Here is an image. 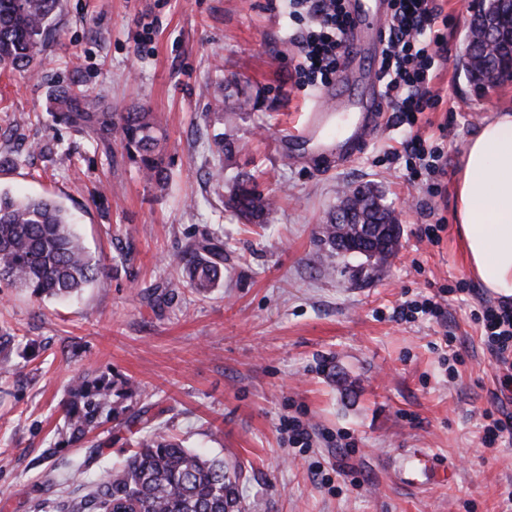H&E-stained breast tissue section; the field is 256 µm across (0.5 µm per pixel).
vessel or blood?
I'll list each match as a JSON object with an SVG mask.
<instances>
[{
    "instance_id": "vessel-or-blood-1",
    "label": "vessel or blood",
    "mask_w": 512,
    "mask_h": 512,
    "mask_svg": "<svg viewBox=\"0 0 512 512\" xmlns=\"http://www.w3.org/2000/svg\"><path fill=\"white\" fill-rule=\"evenodd\" d=\"M350 25L339 63V84L345 93L339 103L353 110L354 120L345 135H338L331 118L333 111L322 105L311 108L306 122L290 129L292 142H309L322 137L336 140V159L345 161L358 154L380 130L384 105L376 66H363L367 44H381L389 20V0H349Z\"/></svg>"
}]
</instances>
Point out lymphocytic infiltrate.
<instances>
[{
  "label": "lymphocytic infiltrate",
  "instance_id": "1",
  "mask_svg": "<svg viewBox=\"0 0 512 512\" xmlns=\"http://www.w3.org/2000/svg\"><path fill=\"white\" fill-rule=\"evenodd\" d=\"M347 0H270L287 5L288 16L303 19L290 34L300 60L297 86L307 89L329 85L336 79L348 29ZM449 24L435 0H390V18L379 68L386 105L407 133L392 161H404L409 181L444 176L442 153L430 145L420 128L424 112L437 109L443 97L434 90V64L446 50ZM476 318L481 339L497 369L498 392L512 393V302L482 303Z\"/></svg>",
  "mask_w": 512,
  "mask_h": 512
}]
</instances>
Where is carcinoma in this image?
Here are the masks:
<instances>
[{
    "mask_svg": "<svg viewBox=\"0 0 512 512\" xmlns=\"http://www.w3.org/2000/svg\"><path fill=\"white\" fill-rule=\"evenodd\" d=\"M60 0H0V70L29 72L42 63V53L52 35V22ZM502 35L512 24V0H499L497 17ZM512 46L502 41L497 55L485 60L484 69L465 72L476 89L512 79L507 59ZM51 113L90 138L110 145L119 133L124 147L145 176L164 188L168 172L159 146L166 139L152 114L143 110L114 112L100 97L58 85L49 93ZM380 191L364 186L340 204L353 216L367 215L386 224L389 212L376 207ZM274 202L256 190L252 176H236L224 206L249 224H263ZM323 241L338 253H346L345 237L336 234V217L329 214L322 225ZM400 228L391 227L387 243L372 257L385 260L398 244ZM186 283L198 292L214 288L224 277V245L206 240L191 249L182 261ZM103 267L87 249L65 207L51 197L17 199L0 192V280L27 288L36 298H69L79 294L102 275ZM114 384L104 377L77 374L64 404L69 440L79 442L96 430L102 418L115 417ZM141 425V435L122 467L105 471L82 495L60 504L59 512H243L238 493L242 476L236 465L220 457H208L159 431L140 412L130 419Z\"/></svg>",
    "mask_w": 512,
    "mask_h": 512,
    "instance_id": "obj_1",
    "label": "carcinoma"
}]
</instances>
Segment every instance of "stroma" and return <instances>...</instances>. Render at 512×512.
<instances>
[{
    "instance_id": "stroma-1",
    "label": "stroma",
    "mask_w": 512,
    "mask_h": 512,
    "mask_svg": "<svg viewBox=\"0 0 512 512\" xmlns=\"http://www.w3.org/2000/svg\"><path fill=\"white\" fill-rule=\"evenodd\" d=\"M438 2L452 22L433 81L445 104L430 132L448 162L435 195L390 161L404 136L391 118L346 164L311 144L289 160L284 135L320 92L297 90L291 22L268 0H61L44 64L0 71V155L27 158L0 169V190L61 201L104 265L68 300L0 283V336L11 339L0 360L15 368L0 375V512H56L82 494L68 480L74 464L93 478L123 463L135 440L126 417L146 408L185 446L241 465L246 512H504L512 442L481 443L495 366L472 316L495 296L469 273L453 212L465 145L512 109V80L470 86L458 63L469 0ZM75 79L113 111L157 116L166 190L120 138L106 150L55 121L49 93ZM220 133L235 142L231 157L217 152ZM239 173L275 197L267 226L225 211ZM365 184L400 212L399 248L383 266L320 240L340 190ZM438 221L440 244L420 239ZM206 237L224 242V278L200 294L176 256ZM439 292L441 322L392 319L404 300ZM447 336L444 366L433 347ZM77 373L134 391L118 401L124 416L71 443L63 403ZM291 417L309 423L311 447L289 443ZM414 448L451 479L398 472Z\"/></svg>"
}]
</instances>
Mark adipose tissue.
Here are the masks:
<instances>
[{
	"label": "adipose tissue",
	"mask_w": 512,
	"mask_h": 512,
	"mask_svg": "<svg viewBox=\"0 0 512 512\" xmlns=\"http://www.w3.org/2000/svg\"><path fill=\"white\" fill-rule=\"evenodd\" d=\"M454 221L475 278L512 298L511 112H496L469 139L455 183Z\"/></svg>",
	"instance_id": "1"
}]
</instances>
